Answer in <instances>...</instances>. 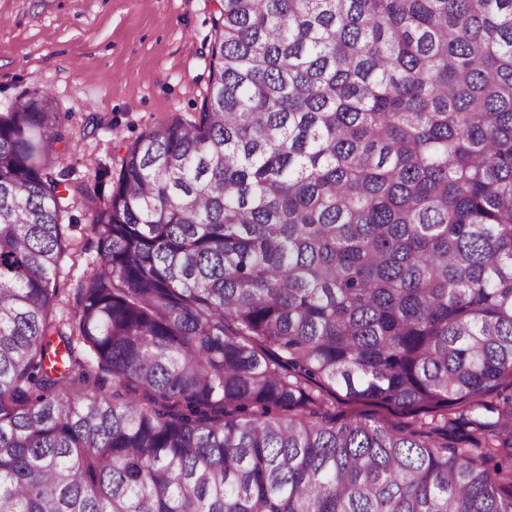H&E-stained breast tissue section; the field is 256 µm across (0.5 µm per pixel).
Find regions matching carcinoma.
<instances>
[{
    "instance_id": "cac0c4a2",
    "label": "carcinoma",
    "mask_w": 512,
    "mask_h": 512,
    "mask_svg": "<svg viewBox=\"0 0 512 512\" xmlns=\"http://www.w3.org/2000/svg\"><path fill=\"white\" fill-rule=\"evenodd\" d=\"M217 2L102 204L0 112V512H512V0ZM90 215L88 209L82 202H78L74 207L64 213L61 223L65 226V233L70 239L78 240L85 245L86 253L80 257L66 256L63 259L61 273L59 275L60 288H64V293L60 297L61 301L57 305V314L66 317L68 312L73 311L74 301L73 292L78 281H80L84 272L90 269V262L97 258L96 238L90 229ZM71 224V226H68ZM74 263V266L72 264ZM336 410L340 413L347 415L358 413V412H371L376 418L382 419L393 425H403L409 420L408 417L400 414L397 411L388 408H382L373 406L370 404L363 403H347L336 398Z\"/></svg>"
}]
</instances>
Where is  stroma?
Wrapping results in <instances>:
<instances>
[{"instance_id": "1", "label": "stroma", "mask_w": 512, "mask_h": 512, "mask_svg": "<svg viewBox=\"0 0 512 512\" xmlns=\"http://www.w3.org/2000/svg\"><path fill=\"white\" fill-rule=\"evenodd\" d=\"M217 10V0H0V112L49 88L69 115L62 168L89 196L108 199L127 145L200 111ZM61 222L86 247L63 260V316L97 247L83 203Z\"/></svg>"}]
</instances>
